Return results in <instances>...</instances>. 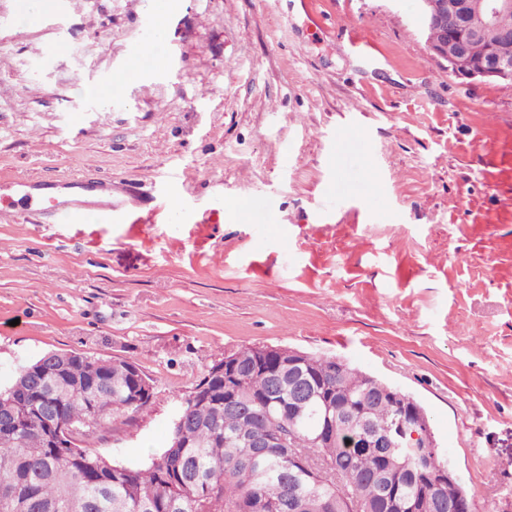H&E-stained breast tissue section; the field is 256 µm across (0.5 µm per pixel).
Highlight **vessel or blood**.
I'll list each match as a JSON object with an SVG mask.
<instances>
[{"mask_svg": "<svg viewBox=\"0 0 512 512\" xmlns=\"http://www.w3.org/2000/svg\"><path fill=\"white\" fill-rule=\"evenodd\" d=\"M13 189L18 201L12 211L13 222L42 224L66 222L80 224L84 221L82 196L97 197V205L104 212L132 211L137 207L135 194L116 202L112 199L111 181L91 173L53 177L45 180H20Z\"/></svg>", "mask_w": 512, "mask_h": 512, "instance_id": "1", "label": "vessel or blood"}]
</instances>
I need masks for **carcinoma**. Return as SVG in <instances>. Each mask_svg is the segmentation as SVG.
Instances as JSON below:
<instances>
[{
    "label": "carcinoma",
    "mask_w": 512,
    "mask_h": 512,
    "mask_svg": "<svg viewBox=\"0 0 512 512\" xmlns=\"http://www.w3.org/2000/svg\"><path fill=\"white\" fill-rule=\"evenodd\" d=\"M247 346L184 395L145 468L96 449L148 404L136 363L74 354L0 387L5 512H448L470 504L410 394L338 357ZM224 373L217 374V369ZM78 425L65 448L52 426ZM401 433L397 448L367 441Z\"/></svg>",
    "instance_id": "1"
}]
</instances>
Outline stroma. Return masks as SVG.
<instances>
[{"instance_id":"35a3bbf8","label":"stroma","mask_w":512,"mask_h":512,"mask_svg":"<svg viewBox=\"0 0 512 512\" xmlns=\"http://www.w3.org/2000/svg\"><path fill=\"white\" fill-rule=\"evenodd\" d=\"M25 2L0 0V182L94 168L143 206L16 224L0 190V385L50 352L134 361L153 397L97 448L141 466L224 355L337 356L425 406L474 512H512V81L450 73L419 0H179L117 85L156 0ZM150 58L151 55L145 49L132 50L127 55L124 69L116 73L113 79H124L134 74H139L146 68Z\"/></svg>"}]
</instances>
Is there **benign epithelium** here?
<instances>
[{"label": "benign epithelium", "instance_id": "7a95c632", "mask_svg": "<svg viewBox=\"0 0 512 512\" xmlns=\"http://www.w3.org/2000/svg\"><path fill=\"white\" fill-rule=\"evenodd\" d=\"M512 11V0H421L419 26L433 55L448 71L470 80L512 81V31L498 46L483 41L498 14Z\"/></svg>", "mask_w": 512, "mask_h": 512}]
</instances>
